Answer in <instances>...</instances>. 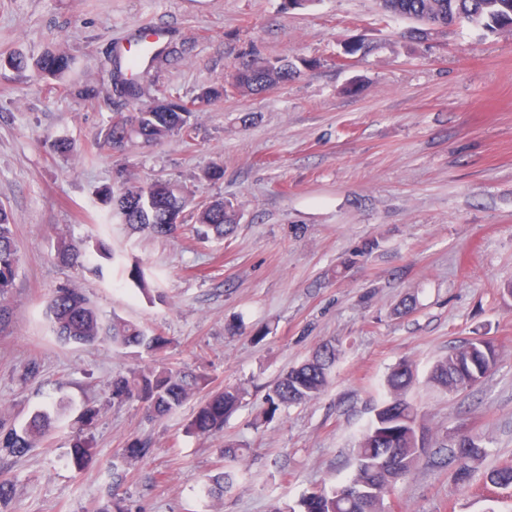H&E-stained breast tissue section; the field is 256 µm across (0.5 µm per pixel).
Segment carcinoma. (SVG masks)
I'll return each mask as SVG.
<instances>
[{"label": "carcinoma", "mask_w": 512, "mask_h": 512, "mask_svg": "<svg viewBox=\"0 0 512 512\" xmlns=\"http://www.w3.org/2000/svg\"><path fill=\"white\" fill-rule=\"evenodd\" d=\"M382 15L403 17L446 28L457 21H465L487 32H512V0H377ZM53 69H44V56L37 57L33 69L39 75L61 80L72 68V59L63 52H53ZM297 68L286 59L255 58L227 79L231 88L241 93L257 94L287 81ZM139 72L127 70L125 85L119 94L131 98L139 95ZM190 109L177 102H162L140 112H118L112 124L101 131L97 148L114 151L142 140L148 144L162 142L175 134L190 136L188 119ZM170 183L156 181L142 185L124 181L118 191L103 192L112 215L133 230L146 232L157 238L174 236L181 228L171 224L165 215L154 211L150 196L163 194ZM240 215L229 201L215 200L199 208L193 226L194 236L203 241L223 240L232 236ZM13 217L0 206V335L10 325L12 308L10 298L16 287L19 272L18 246ZM58 258L68 266L82 267L98 256L112 261L115 254L100 239L94 242L75 241L61 236L57 240ZM127 279L138 288L149 302H154L146 274L135 263L126 268ZM53 332L66 342L93 345L110 342L114 347L140 348L148 353H160L169 344L166 337L149 333L140 325L112 317L104 321L99 310L77 288L61 286L54 290L47 302ZM336 343L319 345L300 364L289 368L270 386L265 396L267 409L264 420L273 419L284 407L314 401L329 385L336 363ZM499 360L494 345L475 340L468 345L453 346L448 355L437 360L428 377L429 383L448 393L462 390L468 382L484 379L492 373ZM415 372L412 363L403 360L387 375L386 397L375 409L370 423L355 448L356 468L341 486L327 492L323 489L301 496L297 507H275L272 512H383L388 487L406 480L416 468L429 430L421 424L418 408L406 400L413 385ZM211 384L203 373L175 370L164 364L138 368L128 376L112 378L109 388L112 403L122 404L130 399L140 401L148 414L164 418L173 414L184 403ZM246 389L240 385H226L212 390L202 398L187 425L188 433L201 437L214 436L224 429V421L237 410ZM66 410L62 403L53 409L38 410L21 427L7 425L0 417V456L20 457L34 448L38 441L48 437L54 429L55 415ZM154 444L147 438L127 439L117 462L113 464L114 482L123 479L127 465L140 461L152 453ZM455 465V480L465 486L469 483L473 465L485 454V449L474 439L463 437L449 449ZM89 455L86 441L80 437L70 451V461L81 468ZM239 477L230 467L209 477L203 484L207 497H219L233 488ZM485 485L506 490L512 487V465L501 466L484 474Z\"/></svg>", "instance_id": "obj_1"}]
</instances>
